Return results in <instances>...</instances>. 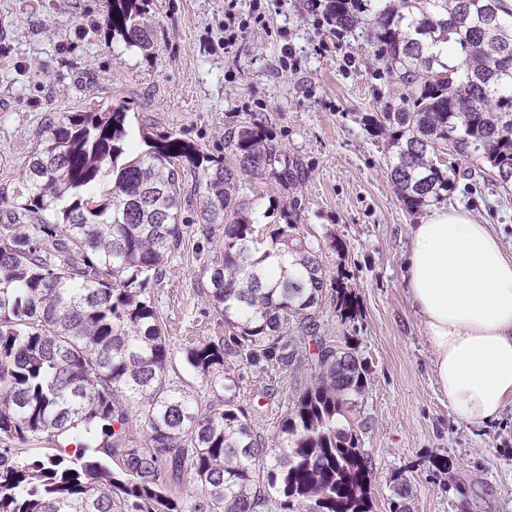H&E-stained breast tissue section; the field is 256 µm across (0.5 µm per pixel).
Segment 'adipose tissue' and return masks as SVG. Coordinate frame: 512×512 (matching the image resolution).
Listing matches in <instances>:
<instances>
[{"label": "adipose tissue", "mask_w": 512, "mask_h": 512, "mask_svg": "<svg viewBox=\"0 0 512 512\" xmlns=\"http://www.w3.org/2000/svg\"><path fill=\"white\" fill-rule=\"evenodd\" d=\"M404 280L456 418H497L512 401V252L470 210H435L411 229Z\"/></svg>", "instance_id": "ef3b65f1"}]
</instances>
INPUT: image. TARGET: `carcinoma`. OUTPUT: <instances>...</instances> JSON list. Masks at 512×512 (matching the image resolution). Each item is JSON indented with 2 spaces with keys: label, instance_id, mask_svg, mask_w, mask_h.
<instances>
[{
  "label": "carcinoma",
  "instance_id": "carcinoma-1",
  "mask_svg": "<svg viewBox=\"0 0 512 512\" xmlns=\"http://www.w3.org/2000/svg\"><path fill=\"white\" fill-rule=\"evenodd\" d=\"M145 3L109 0L110 36L149 49ZM328 10L336 34L366 32L395 85L364 122L387 140L407 210L448 201L456 161L512 186V19L500 0H328ZM128 124L123 105L49 122L22 210L37 220L52 208L55 223L0 232V512H373L370 465L339 421L368 369L351 345L322 336L327 278L315 248L294 224L264 236L238 196L239 172L290 184L298 165L256 123L230 132L232 166L173 134L137 142ZM188 171L197 219L181 224ZM189 235L207 252L199 292L228 335L183 354L224 390L217 406L169 379L154 298ZM332 288L336 316L349 318L350 293ZM229 358L265 374L294 362L310 371L272 450L236 403ZM61 439L72 455L20 457ZM186 475L200 487L192 501L163 482ZM406 499L396 483L389 512H409Z\"/></svg>",
  "mask_w": 512,
  "mask_h": 512
}]
</instances>
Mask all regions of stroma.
<instances>
[{"label": "stroma", "instance_id": "1", "mask_svg": "<svg viewBox=\"0 0 512 512\" xmlns=\"http://www.w3.org/2000/svg\"><path fill=\"white\" fill-rule=\"evenodd\" d=\"M307 2L150 0L153 46L145 51L108 36L109 0H0V226L21 228L24 167L44 126L62 114L122 104L132 132L172 133L224 159L231 129L264 125L306 178L282 185L244 173L239 197L263 233L297 225L352 296L351 319L337 317L328 294L318 319L322 335L352 344L369 370L346 417L360 427L375 512H388L400 476L410 512H512V402L483 427L456 419L407 296L410 228L425 213L406 210L387 177V142L363 121L391 80L365 37H336ZM260 12L267 25L254 23ZM229 31L239 37L228 49ZM469 168L457 167L451 206L491 224L512 251V193L466 179ZM204 260L187 239L154 294L171 377L210 403L216 392L182 359L189 343L224 332L197 288ZM236 374L237 403L267 440L310 381L299 364L273 380L248 367Z\"/></svg>", "mask_w": 512, "mask_h": 512}]
</instances>
